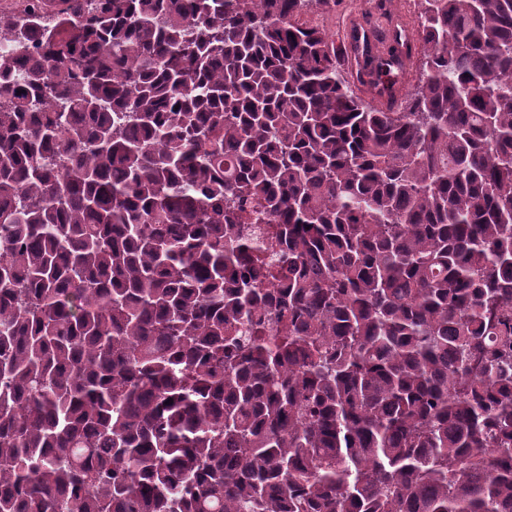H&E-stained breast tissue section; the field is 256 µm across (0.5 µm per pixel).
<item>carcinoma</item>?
I'll use <instances>...</instances> for the list:
<instances>
[{"label":"carcinoma","instance_id":"obj_1","mask_svg":"<svg viewBox=\"0 0 512 512\" xmlns=\"http://www.w3.org/2000/svg\"><path fill=\"white\" fill-rule=\"evenodd\" d=\"M31 2L0 512H512V0H415L397 109L326 0ZM417 65H418V61H417V58L415 57L413 65H411V63H410V68H411V66H413L412 72H411V77L406 82V79H407V77L409 75V60H408V58L405 55H399L398 59H397V63L393 64V66L398 71V79H399L398 80V84H397L396 92L398 93V91L404 85L403 92L401 94V99H400L401 101H404V99L406 98L408 92L411 90L412 85H414L416 83V79L415 78L417 77L416 76V74H417V72H416Z\"/></svg>","mask_w":512,"mask_h":512}]
</instances>
